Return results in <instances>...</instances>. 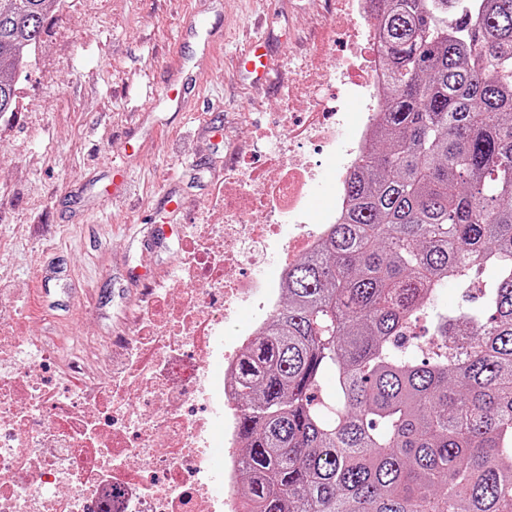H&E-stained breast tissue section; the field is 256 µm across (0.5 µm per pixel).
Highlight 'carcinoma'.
I'll return each mask as SVG.
<instances>
[{"mask_svg": "<svg viewBox=\"0 0 512 512\" xmlns=\"http://www.w3.org/2000/svg\"><path fill=\"white\" fill-rule=\"evenodd\" d=\"M57 2L0 0V115ZM370 4L388 76L375 146L237 361L241 499L512 512V0ZM489 264L497 278L470 288ZM448 281L478 306L442 309ZM422 315L425 354L407 335Z\"/></svg>", "mask_w": 512, "mask_h": 512, "instance_id": "obj_1", "label": "carcinoma"}]
</instances>
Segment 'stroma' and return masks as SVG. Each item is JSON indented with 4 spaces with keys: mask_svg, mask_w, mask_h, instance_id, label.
Instances as JSON below:
<instances>
[{
    "mask_svg": "<svg viewBox=\"0 0 512 512\" xmlns=\"http://www.w3.org/2000/svg\"><path fill=\"white\" fill-rule=\"evenodd\" d=\"M336 0H61L17 108L0 116V288L45 345L122 336L148 278L172 280L226 171L263 159ZM262 33L266 78L238 58ZM200 82L192 111L154 105ZM51 295L40 301L39 288Z\"/></svg>",
    "mask_w": 512,
    "mask_h": 512,
    "instance_id": "obj_1",
    "label": "stroma"
}]
</instances>
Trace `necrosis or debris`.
<instances>
[{"mask_svg":"<svg viewBox=\"0 0 512 512\" xmlns=\"http://www.w3.org/2000/svg\"><path fill=\"white\" fill-rule=\"evenodd\" d=\"M330 27L344 29L362 63L349 57L331 71L315 50L290 97L336 83L360 111L279 113L263 170L225 175L223 223L200 225L177 285L149 289L126 336L80 352L60 346L17 369L22 339L9 333L0 290V512H239L224 494L239 446L230 371L277 308L289 266L342 220L346 184L380 115L384 76L367 0H336ZM306 148L330 159L333 196L316 224L307 202L318 175ZM272 237L282 241L279 272L264 277ZM246 305L255 315L236 349H224V327Z\"/></svg>","mask_w":512,"mask_h":512,"instance_id":"1","label":"necrosis or debris"}]
</instances>
